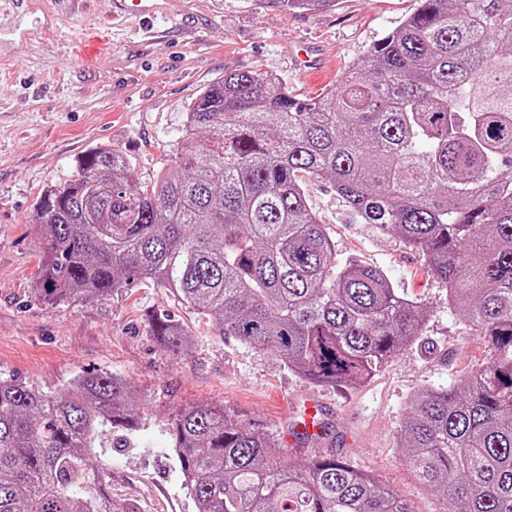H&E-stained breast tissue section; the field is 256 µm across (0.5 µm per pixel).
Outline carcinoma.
<instances>
[{
  "mask_svg": "<svg viewBox=\"0 0 512 512\" xmlns=\"http://www.w3.org/2000/svg\"><path fill=\"white\" fill-rule=\"evenodd\" d=\"M417 2L316 97L224 74L189 105L175 165L149 185L122 151L87 153L40 198L36 292L53 306L151 280L307 381L361 386L422 336L426 311L382 269L336 261L301 189L328 179L373 236L422 255L491 348L464 383L412 396L397 437L407 464L448 512H512V0ZM148 325L169 353L191 350L177 322ZM134 395L106 373L58 396L0 380V512H139L111 498L91 456L137 428ZM167 430L197 512H409L348 460L287 461L222 407L177 408Z\"/></svg>",
  "mask_w": 512,
  "mask_h": 512,
  "instance_id": "obj_1",
  "label": "carcinoma"
}]
</instances>
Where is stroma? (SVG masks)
Listing matches in <instances>:
<instances>
[{
	"instance_id": "1",
	"label": "stroma",
	"mask_w": 512,
	"mask_h": 512,
	"mask_svg": "<svg viewBox=\"0 0 512 512\" xmlns=\"http://www.w3.org/2000/svg\"><path fill=\"white\" fill-rule=\"evenodd\" d=\"M113 0H25L0 5V378L56 395L86 373H117L136 385L141 416L129 447L98 455L113 497L141 512H195L165 432L173 409L207 402L233 411L252 430L276 436L295 461L307 455L288 427L298 403L317 398L329 435L325 450L387 484L409 512H446L448 499L421 485L406 465L398 433L411 397L460 383L490 357L421 255L399 238H375L351 216L333 184L303 179L336 257L381 268L394 288L423 304L425 346H413L364 385L320 387L269 353L231 336L182 305L169 289L137 281L113 297L50 306L35 293L41 196L70 179L90 150L109 146L149 183L174 157L189 104L229 71L273 77L312 98L351 66L417 0H336L293 12L264 0H162L147 18L113 19ZM104 39V57L88 55ZM171 315L191 336L172 359L147 321Z\"/></svg>"
}]
</instances>
